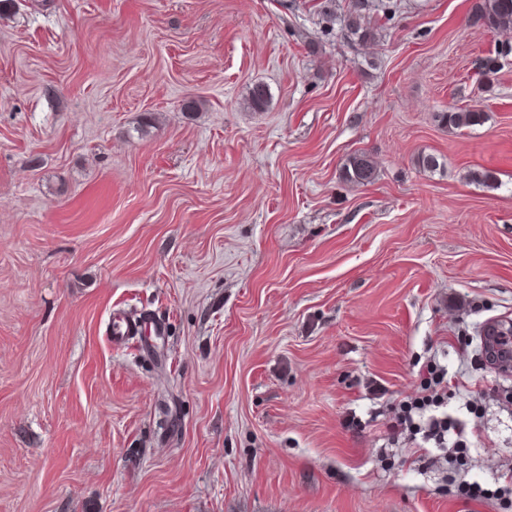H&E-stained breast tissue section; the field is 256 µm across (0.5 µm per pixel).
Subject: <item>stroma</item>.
Listing matches in <instances>:
<instances>
[{"mask_svg": "<svg viewBox=\"0 0 512 512\" xmlns=\"http://www.w3.org/2000/svg\"><path fill=\"white\" fill-rule=\"evenodd\" d=\"M349 2L0 17V512H501L448 482L512 463L480 352L512 317V55L481 92L475 0H397L367 45L323 29ZM129 312L153 346L112 347ZM432 357L468 432L444 467L389 442ZM440 121L448 128L473 127L485 122V113L476 108H457L439 114ZM377 175L374 162L364 155L351 156L343 167V178L351 183L369 184L375 181Z\"/></svg>", "mask_w": 512, "mask_h": 512, "instance_id": "35a3bbf8", "label": "stroma"}]
</instances>
